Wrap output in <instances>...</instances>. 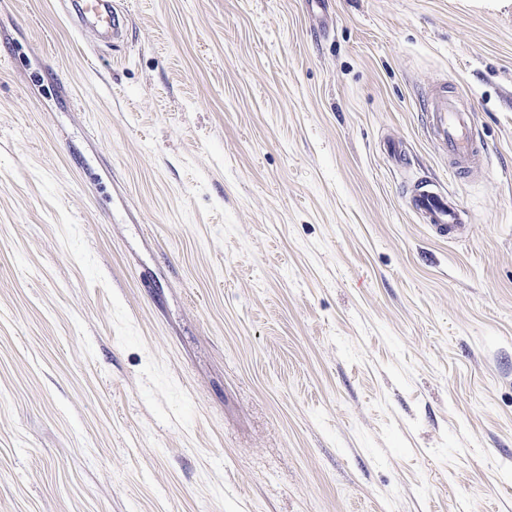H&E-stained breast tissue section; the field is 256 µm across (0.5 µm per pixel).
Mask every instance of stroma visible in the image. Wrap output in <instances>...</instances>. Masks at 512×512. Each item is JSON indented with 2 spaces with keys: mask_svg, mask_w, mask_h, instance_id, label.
Instances as JSON below:
<instances>
[{
  "mask_svg": "<svg viewBox=\"0 0 512 512\" xmlns=\"http://www.w3.org/2000/svg\"><path fill=\"white\" fill-rule=\"evenodd\" d=\"M112 9L0 0V512H512V0ZM75 15L82 26L88 23L98 26L105 33L117 30V20L108 0H72ZM426 116L430 130L455 168L468 171L478 163L479 148L472 113L463 108L454 95L446 90L429 94ZM411 206L424 224L448 240L466 229L467 213L452 195L434 183H421L411 197Z\"/></svg>",
  "mask_w": 512,
  "mask_h": 512,
  "instance_id": "stroma-1",
  "label": "stroma"
}]
</instances>
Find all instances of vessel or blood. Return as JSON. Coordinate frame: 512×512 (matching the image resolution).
Returning a JSON list of instances; mask_svg holds the SVG:
<instances>
[{
	"mask_svg": "<svg viewBox=\"0 0 512 512\" xmlns=\"http://www.w3.org/2000/svg\"><path fill=\"white\" fill-rule=\"evenodd\" d=\"M72 5L81 24L116 31L117 20L109 0H72ZM426 116L430 130L455 168L466 171L477 164L479 148L471 111L463 108L454 95L440 90L429 94ZM411 206L440 236L454 240L466 228V211L436 184H420L411 197Z\"/></svg>",
	"mask_w": 512,
	"mask_h": 512,
	"instance_id": "1",
	"label": "vessel or blood"
}]
</instances>
